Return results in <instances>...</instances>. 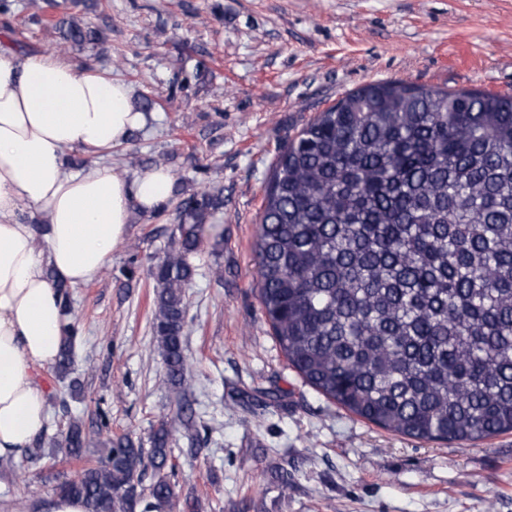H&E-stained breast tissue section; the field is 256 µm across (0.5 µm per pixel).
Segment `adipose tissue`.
Listing matches in <instances>:
<instances>
[{
  "mask_svg": "<svg viewBox=\"0 0 512 512\" xmlns=\"http://www.w3.org/2000/svg\"><path fill=\"white\" fill-rule=\"evenodd\" d=\"M146 123L125 83L55 54L0 46V457L29 447L48 420L35 368L62 342L58 284H87L124 239L133 211H154L173 175L133 176L69 151L104 152Z\"/></svg>",
  "mask_w": 512,
  "mask_h": 512,
  "instance_id": "1",
  "label": "adipose tissue"
}]
</instances>
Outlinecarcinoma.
<instances>
[{"mask_svg":"<svg viewBox=\"0 0 512 512\" xmlns=\"http://www.w3.org/2000/svg\"><path fill=\"white\" fill-rule=\"evenodd\" d=\"M63 57L100 31L52 19ZM224 208L220 191L176 207L178 240L156 264L153 330L180 397L187 379L184 288L191 257ZM263 314L289 364L318 393L392 433L475 442L512 432V93L367 84L319 112L278 151L255 244ZM79 325H63L55 371L69 374ZM150 455L107 438L59 494L87 512H187L168 479L172 432ZM91 437L73 421L67 455Z\"/></svg>","mask_w":512,"mask_h":512,"instance_id":"1","label":"carcinoma"}]
</instances>
